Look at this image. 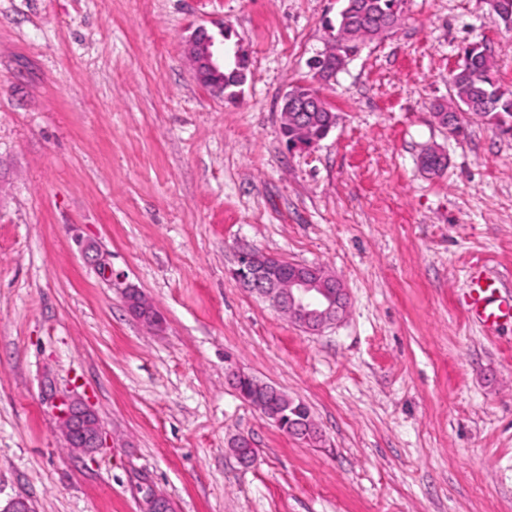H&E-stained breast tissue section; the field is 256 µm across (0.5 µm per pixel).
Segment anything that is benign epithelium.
I'll return each mask as SVG.
<instances>
[{
	"mask_svg": "<svg viewBox=\"0 0 512 512\" xmlns=\"http://www.w3.org/2000/svg\"><path fill=\"white\" fill-rule=\"evenodd\" d=\"M214 38L203 26L198 27L186 44L197 79L207 83L216 92H224V67L215 58ZM302 108L291 92L284 97L282 124L299 125ZM286 260L279 256L253 249L242 251L233 276L252 293L267 299L282 315L298 324L305 331L317 334L344 318L348 309V294L341 281L322 267L295 264L293 271L282 274ZM128 307L136 316L154 325L159 316L139 293L131 289L126 294ZM229 380L234 388L242 381L249 382L244 399L261 417L288 436L307 441L308 434L316 430L313 420L297 415L294 401L277 387L261 382L249 375L232 372ZM48 399L58 419L67 446L75 451L89 452L102 444L101 428L96 412L87 405L77 404L67 398L48 394ZM232 451L244 465L255 460L252 441L240 436L232 442Z\"/></svg>",
	"mask_w": 512,
	"mask_h": 512,
	"instance_id": "benign-epithelium-1",
	"label": "benign epithelium"
}]
</instances>
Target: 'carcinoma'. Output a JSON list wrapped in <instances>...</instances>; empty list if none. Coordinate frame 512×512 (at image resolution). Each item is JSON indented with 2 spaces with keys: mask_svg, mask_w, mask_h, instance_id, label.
Wrapping results in <instances>:
<instances>
[{
  "mask_svg": "<svg viewBox=\"0 0 512 512\" xmlns=\"http://www.w3.org/2000/svg\"><path fill=\"white\" fill-rule=\"evenodd\" d=\"M404 4L405 0H342L336 20L327 22L333 31L331 52H319L308 61L311 79L327 80L338 74L377 31L382 28L391 30L396 26ZM490 5L498 21L512 29V0H490ZM247 70L246 55L241 54L237 59L227 57L224 68L225 95L236 96L234 88L244 82ZM450 85L451 105H438L436 114L450 112L458 124L464 117H478L494 125L512 121V90H505L499 84L495 62L484 44L475 42L465 49L463 61L452 75ZM333 115L335 112L324 101L320 109L306 121L303 134L285 125L281 127V133L289 142L296 138H304L308 142L320 140ZM446 165L444 156L426 153L421 158L422 168L433 175L440 174Z\"/></svg>",
  "mask_w": 512,
  "mask_h": 512,
  "instance_id": "cac0c4a2",
  "label": "carcinoma"
}]
</instances>
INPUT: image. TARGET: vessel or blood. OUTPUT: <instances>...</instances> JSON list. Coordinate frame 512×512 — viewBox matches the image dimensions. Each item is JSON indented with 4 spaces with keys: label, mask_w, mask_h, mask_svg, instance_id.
I'll list each match as a JSON object with an SVG mask.
<instances>
[{
    "label": "vessel or blood",
    "mask_w": 512,
    "mask_h": 512,
    "mask_svg": "<svg viewBox=\"0 0 512 512\" xmlns=\"http://www.w3.org/2000/svg\"><path fill=\"white\" fill-rule=\"evenodd\" d=\"M466 309L473 321L490 330L512 324V288L493 273H480L471 280Z\"/></svg>",
    "instance_id": "vessel-or-blood-1"
}]
</instances>
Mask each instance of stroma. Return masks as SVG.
Returning <instances> with one entry per match:
<instances>
[{
	"instance_id": "35a3bbf8",
	"label": "stroma",
	"mask_w": 512,
	"mask_h": 512,
	"mask_svg": "<svg viewBox=\"0 0 512 512\" xmlns=\"http://www.w3.org/2000/svg\"><path fill=\"white\" fill-rule=\"evenodd\" d=\"M339 7L0 0L1 506L512 512V328L465 305L476 268L512 277V133L471 121L457 138L434 117L469 43L512 89V32L489 0H406L318 84L335 128L288 150L283 98ZM201 25L249 54L235 100L194 77ZM244 244L335 274L344 319L310 334L242 288ZM233 369L305 403L322 444L264 420ZM49 387L96 411L101 448L66 446Z\"/></svg>"
}]
</instances>
